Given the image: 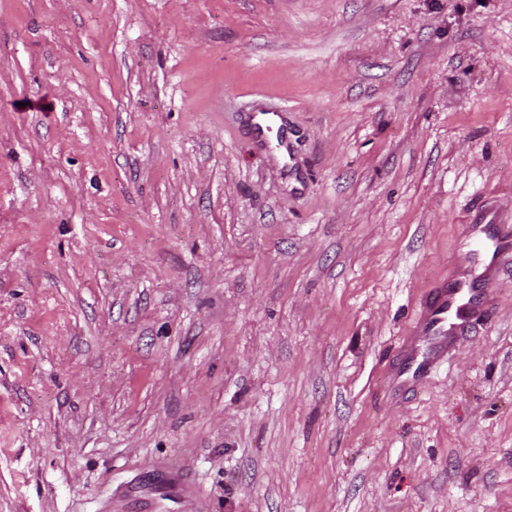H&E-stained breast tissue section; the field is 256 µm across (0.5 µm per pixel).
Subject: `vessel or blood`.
<instances>
[{"instance_id": "obj_1", "label": "vessel or blood", "mask_w": 512, "mask_h": 512, "mask_svg": "<svg viewBox=\"0 0 512 512\" xmlns=\"http://www.w3.org/2000/svg\"><path fill=\"white\" fill-rule=\"evenodd\" d=\"M281 127L280 114L262 113L253 123L257 143L268 146L269 133ZM459 246L469 256L466 265L436 281L421 296L415 330L421 347L412 350L400 367L402 382L415 383L427 376L431 350L477 332L491 309L495 284L512 277V214L491 204L468 211Z\"/></svg>"}]
</instances>
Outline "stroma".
I'll return each instance as SVG.
<instances>
[{
    "label": "stroma",
    "instance_id": "stroma-1",
    "mask_svg": "<svg viewBox=\"0 0 512 512\" xmlns=\"http://www.w3.org/2000/svg\"><path fill=\"white\" fill-rule=\"evenodd\" d=\"M490 195L512 0H0V512H512V278L385 393ZM260 114L261 117L258 120H256L258 115L254 117L253 133L257 143L266 148L270 143L268 134L274 129L279 133L282 127V117L275 112H261Z\"/></svg>",
    "mask_w": 512,
    "mask_h": 512
}]
</instances>
